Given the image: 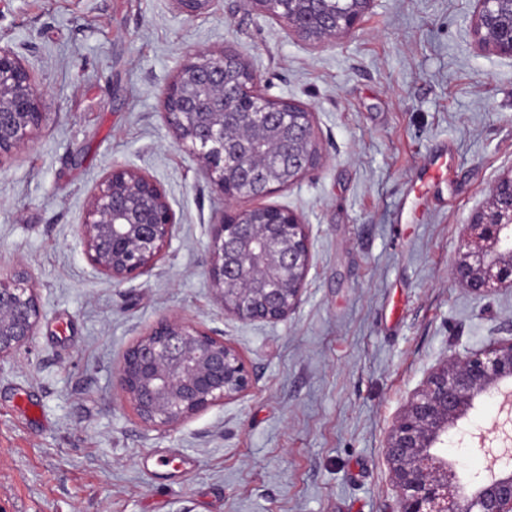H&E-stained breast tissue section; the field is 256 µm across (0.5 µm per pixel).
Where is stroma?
Masks as SVG:
<instances>
[{
    "label": "stroma",
    "instance_id": "35a3bbf8",
    "mask_svg": "<svg viewBox=\"0 0 512 512\" xmlns=\"http://www.w3.org/2000/svg\"><path fill=\"white\" fill-rule=\"evenodd\" d=\"M474 0H373L317 46L243 0H0V43L47 88L39 138L0 164V275L32 273L37 336L0 363V512H393L386 436L438 363L512 335V289L454 278L472 214L512 169V58L480 49ZM239 50L264 93L315 114L318 168L268 205L300 214L312 266L276 323L225 315L203 259L223 198L177 148L160 92L190 49ZM154 176L178 224L148 274L94 273L77 235L114 165ZM222 334L250 389L173 430L112 388L160 316ZM512 418L479 404L448 453L482 471Z\"/></svg>",
    "mask_w": 512,
    "mask_h": 512
}]
</instances>
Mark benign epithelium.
<instances>
[{"label": "benign epithelium", "instance_id": "obj_1", "mask_svg": "<svg viewBox=\"0 0 512 512\" xmlns=\"http://www.w3.org/2000/svg\"><path fill=\"white\" fill-rule=\"evenodd\" d=\"M189 16L213 0H173ZM372 0H246L257 14L325 44L352 32ZM477 44L512 57V0H477ZM174 144L195 158L225 201L211 225L205 270L225 313L241 321L277 322L296 309L311 267L307 224L274 205L238 209L321 162L314 112L259 86L233 48L185 54L161 91ZM47 92L25 61L0 45V165L39 137L49 119ZM178 224L162 185L131 165H117L91 190L77 227L84 255L117 284L149 273ZM453 275L480 296L512 288V169L492 188L462 239ZM39 293L27 270L0 277V362L37 335ZM251 372L224 337L178 316H163L125 350L114 388L141 423L173 429L209 408L242 397ZM512 399V337L494 338L433 369L389 430L384 455L396 492L395 512H512V453L486 450L488 475L464 484L448 460V435L477 403Z\"/></svg>", "mask_w": 512, "mask_h": 512}]
</instances>
